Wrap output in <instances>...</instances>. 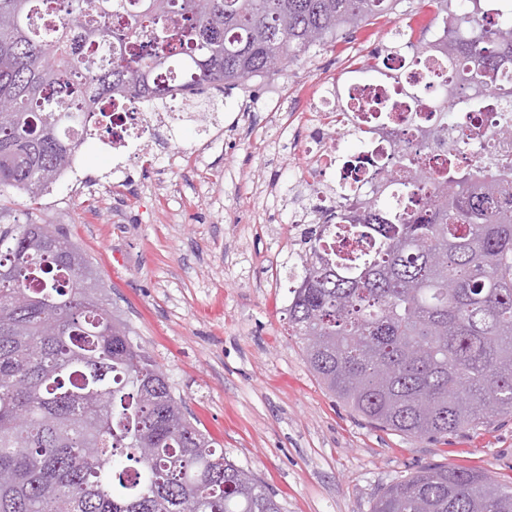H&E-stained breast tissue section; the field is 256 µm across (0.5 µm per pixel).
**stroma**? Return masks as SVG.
Here are the masks:
<instances>
[{"instance_id":"1","label":"stroma","mask_w":512,"mask_h":512,"mask_svg":"<svg viewBox=\"0 0 512 512\" xmlns=\"http://www.w3.org/2000/svg\"><path fill=\"white\" fill-rule=\"evenodd\" d=\"M400 0L360 29L278 65L262 83L211 92L218 118L156 132L158 154L115 171L99 140L38 201L0 189V227L61 224L86 253L105 297L166 373L197 426L263 481L284 512H372L378 492L427 465L512 482V419L448 438L370 426L320 384L288 331V192L305 172L290 145L324 86L343 83L415 17Z\"/></svg>"}]
</instances>
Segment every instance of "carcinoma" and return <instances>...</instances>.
<instances>
[{"label":"carcinoma","mask_w":512,"mask_h":512,"mask_svg":"<svg viewBox=\"0 0 512 512\" xmlns=\"http://www.w3.org/2000/svg\"><path fill=\"white\" fill-rule=\"evenodd\" d=\"M440 56L409 40L406 109L448 131V98L512 138V12L428 0ZM399 0H0V187L36 201L116 99L148 109L170 85L219 91L354 32ZM118 15L122 25L105 24ZM344 191L290 289L288 327L323 387L368 423L410 437L512 416V160L420 164L409 129ZM373 243L344 260L333 232ZM0 512H283L187 416L133 342L82 249L52 224L0 229ZM373 512H512V484L428 465Z\"/></svg>","instance_id":"carcinoma-1"}]
</instances>
